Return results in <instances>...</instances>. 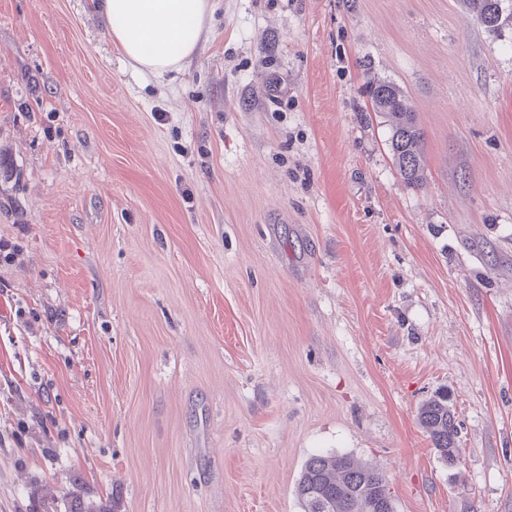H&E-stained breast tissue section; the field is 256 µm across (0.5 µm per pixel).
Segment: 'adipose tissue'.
<instances>
[{"label": "adipose tissue", "mask_w": 512, "mask_h": 512, "mask_svg": "<svg viewBox=\"0 0 512 512\" xmlns=\"http://www.w3.org/2000/svg\"><path fill=\"white\" fill-rule=\"evenodd\" d=\"M113 44L138 70L154 77L180 71L196 52L211 0H99Z\"/></svg>", "instance_id": "1"}]
</instances>
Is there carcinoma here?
Here are the masks:
<instances>
[{"instance_id":"1","label":"carcinoma","mask_w":512,"mask_h":512,"mask_svg":"<svg viewBox=\"0 0 512 512\" xmlns=\"http://www.w3.org/2000/svg\"><path fill=\"white\" fill-rule=\"evenodd\" d=\"M478 23L496 31L512 14L503 15L502 0H463ZM372 110L385 119L389 148L402 179L416 186L423 179L424 133L405 93L389 81H372ZM420 423L440 455L452 465L458 457V425L447 400L421 408ZM302 512H397L383 472L348 454H316L304 465L295 488Z\"/></svg>"}]
</instances>
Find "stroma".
<instances>
[{
	"label": "stroma",
	"mask_w": 512,
	"mask_h": 512,
	"mask_svg": "<svg viewBox=\"0 0 512 512\" xmlns=\"http://www.w3.org/2000/svg\"><path fill=\"white\" fill-rule=\"evenodd\" d=\"M0 241V512H301L315 454L397 512H512V23L213 0L158 80L89 0H0ZM369 95L373 112L389 128V148L402 179L418 185L424 172V133L407 96L396 84L379 80L372 81ZM420 423L440 455L454 464L458 457V425L445 398L428 402L421 408Z\"/></svg>",
	"instance_id": "stroma-1"
}]
</instances>
